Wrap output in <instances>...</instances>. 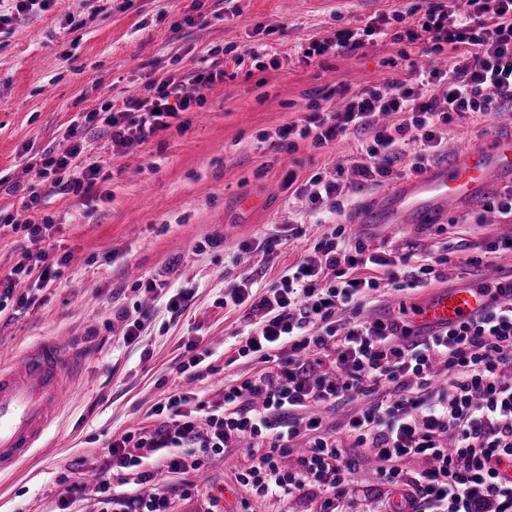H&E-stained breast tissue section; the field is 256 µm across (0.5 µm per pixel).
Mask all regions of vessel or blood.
Returning <instances> with one entry per match:
<instances>
[{
	"label": "vessel or blood",
	"mask_w": 512,
	"mask_h": 512,
	"mask_svg": "<svg viewBox=\"0 0 512 512\" xmlns=\"http://www.w3.org/2000/svg\"><path fill=\"white\" fill-rule=\"evenodd\" d=\"M512 186V131L465 148L457 158L386 193L382 208L362 214V224H429L449 204L482 194L491 183ZM488 297L476 287L433 293L413 325L425 332L483 313ZM76 362L68 347L44 339L16 360L0 364V470L20 464L64 406Z\"/></svg>",
	"instance_id": "vessel-or-blood-1"
}]
</instances>
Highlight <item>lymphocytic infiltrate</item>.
<instances>
[{
  "label": "lymphocytic infiltrate",
  "mask_w": 512,
  "mask_h": 512,
  "mask_svg": "<svg viewBox=\"0 0 512 512\" xmlns=\"http://www.w3.org/2000/svg\"><path fill=\"white\" fill-rule=\"evenodd\" d=\"M472 6L464 16L453 0H432L412 29L395 34L419 43L424 55L448 54L447 68L411 69L351 92L342 109L317 110L277 130V140L308 139L318 147L349 135L361 142L352 182L291 176L294 202L315 213L340 212V198L389 180L408 145L417 148L412 169L418 173L447 148L450 123L512 111V0H473ZM378 34L369 26L341 29L310 40L302 56L351 55ZM223 79L214 64L151 81L150 95L124 99L104 121L113 156L170 129L200 104V97L182 94L184 84L206 89ZM68 136L70 147L34 170L22 210L33 209L47 191L91 195L103 169L85 157L78 129ZM435 266L410 265L408 256L392 257L336 224L262 296H254V281L237 276L225 303L251 301L263 313L237 352L256 357L262 370L225 382L220 406L180 389L162 398L153 410L162 420L155 431L112 439V468L134 490L79 478L67 489L70 500L92 492L113 512H171L168 497L152 485L147 452L168 469L198 473L243 444L251 462L237 480L259 500L278 495L315 502L316 512H343L347 485L372 457L392 488L383 512H512V478L498 471L503 459L512 460V285L490 294L480 317L422 335L402 318L363 313L381 281L398 291L423 288L436 279ZM379 268L385 278L376 276ZM58 276L45 250L25 253L0 278V316L33 304V291ZM361 397L370 403L349 419V452L309 409ZM291 455L296 466L284 467ZM418 455L430 459L429 468L398 467V460Z\"/></svg>",
  "instance_id": "lymphocytic-infiltrate-1"
}]
</instances>
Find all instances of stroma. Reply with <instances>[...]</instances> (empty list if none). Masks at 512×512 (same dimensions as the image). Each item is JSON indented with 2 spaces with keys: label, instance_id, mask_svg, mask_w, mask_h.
Listing matches in <instances>:
<instances>
[{
  "label": "stroma",
  "instance_id": "1",
  "mask_svg": "<svg viewBox=\"0 0 512 512\" xmlns=\"http://www.w3.org/2000/svg\"><path fill=\"white\" fill-rule=\"evenodd\" d=\"M427 6V0H52L39 15L16 21L12 0H0V14L11 18L0 26V214L19 211L28 165L64 151L70 125H81L89 154L104 167L91 196L54 195L35 208L37 220L53 226L49 257L63 260L62 275L26 312L0 318V362L53 337L82 364L43 445L16 470L0 473V512H59L75 477L106 473L113 436L157 426L152 408L160 399L188 387L220 405L225 381L260 370L256 358L239 356L237 348L262 314L225 304V281L244 270L263 286L275 285L327 230L305 206L289 205V173L333 180L337 168L351 167L361 154L352 136L322 147L301 140L291 151L275 145V133L312 105H342V90L370 88L421 64L418 49L391 34L410 26L411 9ZM370 24L384 34L355 55L303 60L310 39ZM205 54L224 79L203 90L185 127L113 157L104 107L147 93L151 80L195 67ZM511 127L501 116L450 123L448 154ZM498 192L491 187L433 224L357 230L369 244L417 261L450 246L433 288L489 283L512 270V251L490 254L478 267L467 260L512 235V223L485 207ZM246 197L254 208L241 207ZM269 234L284 240L273 259L254 252L239 262L242 244ZM150 279L192 290L190 307L171 316L164 301L145 294ZM425 294L385 287L370 293L365 311L404 318ZM141 309L148 313L145 328L126 343V319ZM195 340L209 347L210 370L187 382L179 367ZM248 462L240 447L208 465L209 494H218L224 512H305L306 503L279 497L255 504L236 480ZM153 476L172 512H207L209 495L182 494L191 475L157 466Z\"/></svg>",
  "mask_w": 512,
  "mask_h": 512
}]
</instances>
